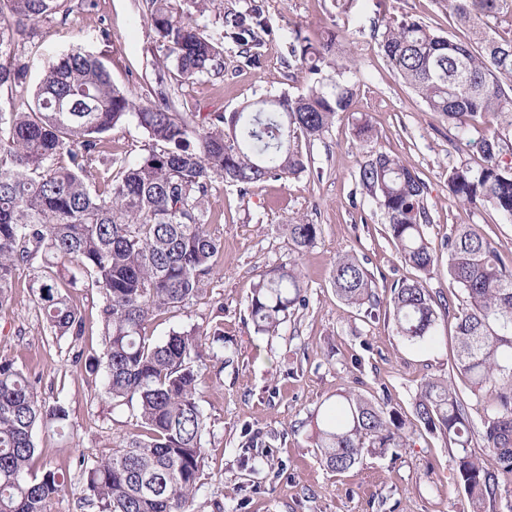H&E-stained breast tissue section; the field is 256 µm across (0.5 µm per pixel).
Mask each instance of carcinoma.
<instances>
[{
  "mask_svg": "<svg viewBox=\"0 0 512 512\" xmlns=\"http://www.w3.org/2000/svg\"><path fill=\"white\" fill-rule=\"evenodd\" d=\"M146 21L159 47L174 56L185 83L224 68V48L206 39L193 13L204 16L214 0H146ZM508 0H448L450 15L470 37L454 41L413 19L379 18L373 37L391 69L448 124L463 131L488 112L496 129L473 147L482 163L448 172V191L463 204H480L512 220V170L500 164L512 149V40L494 36L489 19ZM70 9L62 0H0V14L16 27H33ZM263 6L244 0L224 13V38L248 62L261 55ZM342 36L325 30L317 39L295 32L288 56L308 76L305 90L248 102L204 120L179 112L162 90L142 105L112 82L91 54L74 50L52 65L24 112L0 111V306L18 267L40 262L37 307L47 329L65 338L71 362L89 375L103 374L112 408L136 411L142 432L122 450L92 465L81 464L90 501L102 512H191L204 463L207 416L199 404L203 383L200 332L192 327L153 342L145 327L157 313L186 304L214 266L221 243L207 231L206 202L216 180L246 190L272 178L307 170L297 140L314 142L350 107L355 84L347 72ZM25 90L13 36L0 31V91ZM135 119L147 135L145 153L123 163L103 186L92 172L112 169L103 135ZM359 182L383 210L386 233L400 259L419 276L392 288L389 313L396 333L412 344L437 341L441 322L454 319L455 371L484 403V447L498 466L471 449L467 403L452 381L423 380L411 426L448 438L457 450L456 482L470 512H493L512 484V271L473 225L448 242V278L467 298L450 314L426 286L436 258L425 235L431 217L425 184L398 159L375 152L360 167ZM319 226L288 225L296 252L316 240ZM336 296L345 305L377 304L367 270L354 256L337 258ZM80 288L102 296L103 350L87 354L86 323L70 301ZM301 271L275 267L259 275L248 302L255 332L274 336L290 311L304 302ZM74 435L65 403L39 398L35 382L10 361H0V512H46L65 486L52 468L33 471L37 424ZM406 422L386 406L352 392L315 421L311 433L325 466L351 469L365 453L382 456L409 445Z\"/></svg>",
  "mask_w": 512,
  "mask_h": 512,
  "instance_id": "carcinoma-1",
  "label": "carcinoma"
}]
</instances>
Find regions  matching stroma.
<instances>
[{"mask_svg": "<svg viewBox=\"0 0 512 512\" xmlns=\"http://www.w3.org/2000/svg\"><path fill=\"white\" fill-rule=\"evenodd\" d=\"M200 18L204 35L224 47V70L181 83L176 69L166 78L182 112H231L268 95L292 96L305 87L288 65L295 31L317 36L339 29L355 73L356 95L329 131L300 143L309 167L299 176L267 180L247 192L215 182L208 198L207 230L222 243L216 266L198 295L183 308L157 314L145 332L154 341L198 325L206 358L200 405L208 416L204 467L194 512H469L456 483V450L440 433L417 428L410 445L382 456L366 454L350 471L331 472L309 435L313 415L323 413L337 393L350 391L387 403L412 419L413 402L428 377H453L451 327H441L431 345L409 344L394 330L384 304L401 281L415 277L385 231L386 218L359 183V165L372 151L397 157L424 182L431 216L425 227L437 262L427 285L449 299L453 310L464 296L448 280V241L459 225L477 226L512 270V220L479 205L463 206L448 191V173L479 163L473 148L499 118L488 113L467 133H458L394 74L377 48L371 23L378 16L413 18L441 35L462 40L467 32L448 13L446 0H264V47L250 64L224 39V9ZM145 0H94L91 10L74 9L16 35L26 70L27 95L0 99L7 109L26 110L30 91L64 54L82 49L107 66L112 81L143 104L155 99V65L164 57L144 19ZM369 118L374 139L356 138L354 126ZM104 141L115 162L142 154L146 135L136 121L113 129ZM302 218L318 225L314 244L294 252L285 230ZM357 257L370 274L380 307L352 308L340 302L331 283L338 256ZM297 266L304 276L305 302L278 335L256 334L248 300L259 275L277 266ZM36 269L15 273L9 300L0 307V361H14L37 381L46 402L60 400L76 429L64 439L36 427L39 464L67 477L48 512H99L86 501L78 460L111 456L136 428L132 409L113 408L100 378L72 366L66 340L53 339L41 318L31 285Z\"/></svg>", "mask_w": 512, "mask_h": 512, "instance_id": "1", "label": "stroma"}]
</instances>
